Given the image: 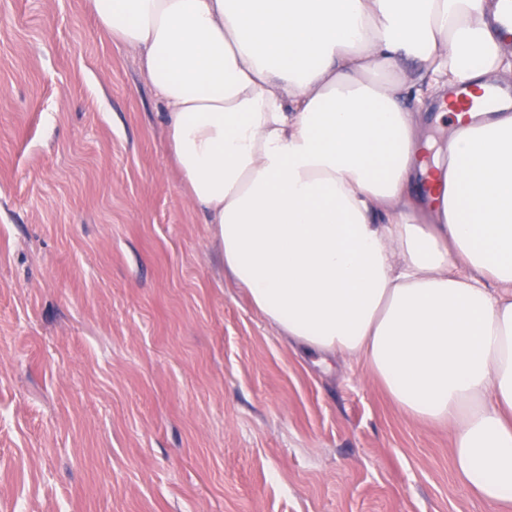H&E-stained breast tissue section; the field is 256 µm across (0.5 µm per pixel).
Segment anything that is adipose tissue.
<instances>
[{"label":"adipose tissue","mask_w":512,"mask_h":512,"mask_svg":"<svg viewBox=\"0 0 512 512\" xmlns=\"http://www.w3.org/2000/svg\"><path fill=\"white\" fill-rule=\"evenodd\" d=\"M164 108L224 268L289 343L362 361L512 505V110L420 159L426 100L512 83L497 0H88Z\"/></svg>","instance_id":"1"}]
</instances>
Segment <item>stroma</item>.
I'll list each match as a JSON object with an SVG mask.
<instances>
[{"instance_id": "35a3bbf8", "label": "stroma", "mask_w": 512, "mask_h": 512, "mask_svg": "<svg viewBox=\"0 0 512 512\" xmlns=\"http://www.w3.org/2000/svg\"><path fill=\"white\" fill-rule=\"evenodd\" d=\"M86 0H0V512H499L224 272Z\"/></svg>"}]
</instances>
